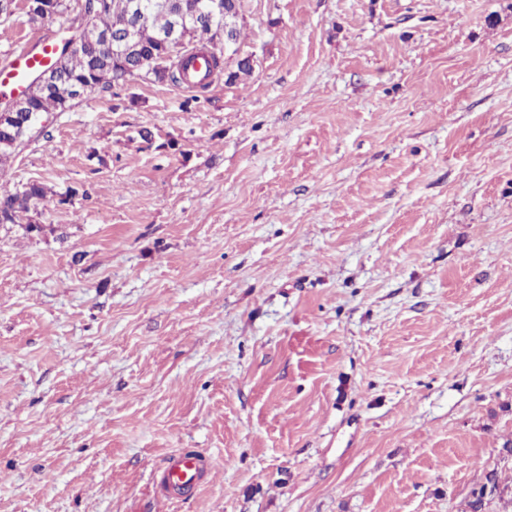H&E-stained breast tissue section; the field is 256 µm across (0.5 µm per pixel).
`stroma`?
<instances>
[{
    "instance_id": "35a3bbf8",
    "label": "stroma",
    "mask_w": 512,
    "mask_h": 512,
    "mask_svg": "<svg viewBox=\"0 0 512 512\" xmlns=\"http://www.w3.org/2000/svg\"><path fill=\"white\" fill-rule=\"evenodd\" d=\"M241 3L250 76L85 96L0 179L48 189L0 224V512L512 491V0ZM59 33L14 0L0 57ZM203 469L204 462L198 456L179 455L162 471L157 490L166 496H181L198 485Z\"/></svg>"
}]
</instances>
